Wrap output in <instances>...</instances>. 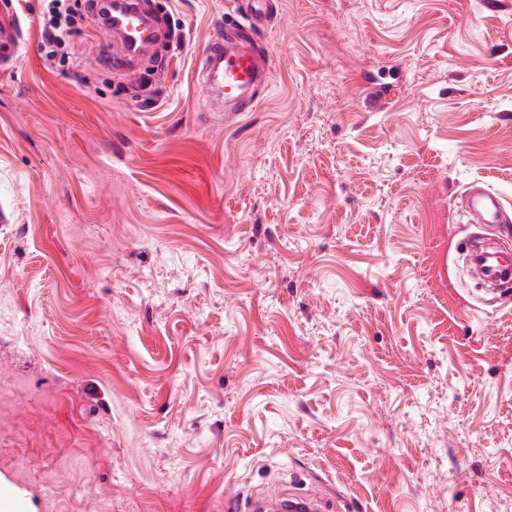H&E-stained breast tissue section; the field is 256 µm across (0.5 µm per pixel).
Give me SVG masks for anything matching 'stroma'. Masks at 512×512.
<instances>
[{
  "label": "stroma",
  "instance_id": "1",
  "mask_svg": "<svg viewBox=\"0 0 512 512\" xmlns=\"http://www.w3.org/2000/svg\"><path fill=\"white\" fill-rule=\"evenodd\" d=\"M235 2L144 0L189 38L131 70L84 16L77 74L14 2L0 482L17 512H512V295L456 265L465 189L512 200V0H279L226 114L196 61ZM317 500L307 496L287 497L276 490L269 491L267 495L250 505L251 511L262 512H319Z\"/></svg>",
  "mask_w": 512,
  "mask_h": 512
}]
</instances>
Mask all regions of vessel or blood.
Listing matches in <instances>:
<instances>
[{"instance_id":"1","label":"vessel or blood","mask_w":512,"mask_h":512,"mask_svg":"<svg viewBox=\"0 0 512 512\" xmlns=\"http://www.w3.org/2000/svg\"><path fill=\"white\" fill-rule=\"evenodd\" d=\"M123 7L114 19L112 36L125 50L151 47L162 36L148 16L142 0H122ZM277 13L275 0H246V7L235 25L225 27L223 35L212 38L198 60L196 79L203 100L223 105L228 112H247L255 107L271 82L269 52L258 40L259 31L268 26ZM21 24L8 6H0V62L15 58L21 46ZM464 208L484 224H499L500 239L512 238L506 223L507 201L499 192L484 186L470 188L464 195ZM479 262L488 277L512 274V255L498 252L480 255ZM317 500L307 496L287 497L272 490L252 502V512H319Z\"/></svg>"}]
</instances>
